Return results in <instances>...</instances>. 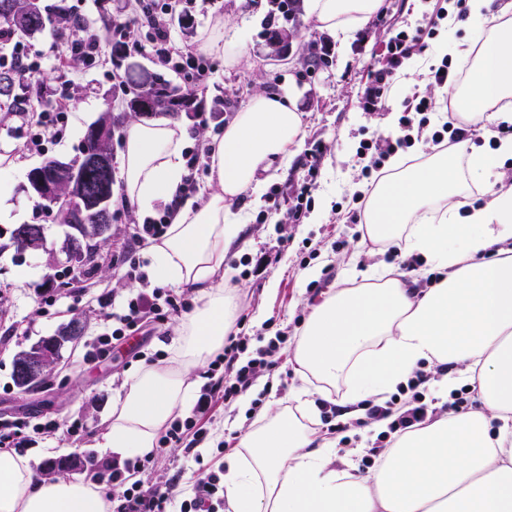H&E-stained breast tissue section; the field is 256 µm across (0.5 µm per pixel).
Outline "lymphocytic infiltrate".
Wrapping results in <instances>:
<instances>
[{"instance_id": "lymphocytic-infiltrate-1", "label": "lymphocytic infiltrate", "mask_w": 512, "mask_h": 512, "mask_svg": "<svg viewBox=\"0 0 512 512\" xmlns=\"http://www.w3.org/2000/svg\"><path fill=\"white\" fill-rule=\"evenodd\" d=\"M195 0H130V9L142 18L147 29L144 40L126 43L130 52L149 57L179 75L187 90L208 81L213 67L205 55L183 50L172 32L175 17L186 16ZM434 26L415 32L400 31L386 44L387 64L370 72L358 99L366 112L381 108L391 87L396 70L416 47L433 36ZM0 43L11 44L5 55L6 65L15 72L18 81H27L42 73L43 52L30 49L14 40L9 28L0 24ZM70 99L67 85H60L55 104L50 111L39 113L35 122L26 126L24 146L28 151H40L45 142L61 137V123ZM101 309V332L91 342L89 356L109 352L124 343L131 335L147 325L160 326L172 317L190 312L191 305L183 296L162 288H142L136 296L123 303H115L106 294L94 297ZM252 334L238 331L229 334L224 349L209 364L210 381L205 384L186 416L176 418L161 436L166 446L184 448L192 452L203 442L208 424L218 404H229L254 386L265 373L277 366L275 356L288 347V334L276 332L267 344L252 347ZM430 379L426 370L414 371L405 386L399 387L384 404H369L367 417L373 421H387L389 433H402L432 420L437 411L426 400L424 385ZM83 424L76 419L60 421L44 415H27L13 420L0 419V444L11 448H25L42 440L64 435L80 437ZM156 465L154 457L125 462L103 457L90 462L88 479L112 497V512H217L223 505L220 497L221 474L211 468L201 470L190 488L188 498H180L173 481L158 483L151 474Z\"/></svg>"}]
</instances>
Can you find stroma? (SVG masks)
I'll return each instance as SVG.
<instances>
[{
    "mask_svg": "<svg viewBox=\"0 0 512 512\" xmlns=\"http://www.w3.org/2000/svg\"><path fill=\"white\" fill-rule=\"evenodd\" d=\"M439 3L454 5L456 26L452 34L463 36L469 17L464 6L452 0H383L380 11L343 44L333 33L318 29L301 11L293 29L292 51L283 56L275 54L269 44L270 32L284 24L281 15L274 13L271 0H216L207 10L195 13L189 26L175 24V33L188 51L195 50L200 31L218 17L246 35L245 48L235 63L212 56L214 73L197 91L205 105L218 99L224 102L222 120L209 122V131H222L225 121L231 120L260 88L273 92L293 89L305 114L306 136L301 151L275 173L262 205L252 208L249 224L227 254L226 262L236 272L238 312L246 316L249 329L272 333L284 330L289 338H297L311 306L323 291L342 280L346 262L356 248H364L376 262L398 266L405 262V255H393L388 246L360 241L364 206L351 194L350 186L365 181L364 168L371 161L370 156L361 154L360 143L389 136L390 115L363 111L357 98L368 69L377 64L388 38L401 30L412 32L425 27ZM97 34L103 52L100 64L93 68L78 62L57 69L55 59L61 51L54 48L51 33L30 41L33 48L51 55L41 76L46 85L53 87L67 80L80 88L69 105L60 141L46 143L39 153L27 151L14 113L0 110V153L10 152L22 170L14 180V200L25 212L27 223L45 227L42 247L20 253L10 241L12 225L0 223V331L12 324L26 329L9 345L0 346V414L42 412L62 419H81L85 431L79 441L60 436L27 451L37 470L49 463L48 449H57L64 457L76 455V466L66 469L65 474L78 481L86 478L88 458L97 451L106 416L123 392L126 374L154 354L169 353L179 324L174 318L147 333L140 353H131L120 345L94 361H84L85 341L100 331L99 310L89 299L74 297L67 286L71 274L66 225L49 214L38 218L33 215L35 201L27 190L26 171L49 159L69 162L78 158L88 125L106 113L111 114L114 123L112 147L120 149L124 127L131 118L128 98L120 88L130 75L159 71L142 55L113 57L109 29L98 28ZM321 43L330 46L325 63L316 66L309 76H302L304 61L312 59L313 46ZM306 181L312 184L310 215L296 224L289 211L297 188ZM340 239L345 240V247H337ZM118 247L119 236L115 233L99 242L94 278L97 291L112 292L122 301L135 295L140 284L113 268L112 254ZM43 288L53 295L55 303L40 321L26 325L24 318ZM75 319L84 326L82 340L64 345L57 365L43 384L21 392L13 381L16 354ZM300 384L294 364L284 357L269 379H258L255 388L265 391L263 406L268 409L287 404ZM249 421L239 404L220 408L213 417L208 439L196 445L193 455H186L180 448L161 451L154 479L164 481L176 475L182 488H190L198 469L222 462L218 443H234L239 425Z\"/></svg>",
    "mask_w": 512,
    "mask_h": 512,
    "instance_id": "obj_1",
    "label": "stroma"
}]
</instances>
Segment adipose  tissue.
<instances>
[{"label": "adipose tissue", "mask_w": 512, "mask_h": 512, "mask_svg": "<svg viewBox=\"0 0 512 512\" xmlns=\"http://www.w3.org/2000/svg\"><path fill=\"white\" fill-rule=\"evenodd\" d=\"M465 0L471 26L462 38L440 36L434 57L450 56L466 73L454 91L451 119L476 127L493 145L441 151L409 164L393 156L373 185L354 184L364 202L368 239L423 257L439 278L409 287L384 263L348 264V285L325 292L310 309L290 354L307 386L291 406L259 412L224 457L226 512H512V185L501 168L512 159V8ZM381 0H305L307 16L338 40L363 27ZM216 19L199 51L235 60L245 35L225 36ZM305 136L292 91L257 90L209 144L208 191L181 198L193 134L171 117L130 121L120 152L126 203L141 217L168 209L173 218L148 249L154 278L197 289L172 356L140 365L106 418L100 446L124 460L150 455L160 433L190 402L195 371L224 346L236 318L235 287L224 268L229 245L260 204L272 165L287 166ZM481 186L484 204L466 197ZM440 369L431 391L444 399L470 384L477 406L394 435L374 469L357 475L339 457V440L315 428V400L341 392L357 407L384 402L420 366ZM91 485L37 477L26 456L0 449V512H110Z\"/></svg>", "instance_id": "1"}]
</instances>
